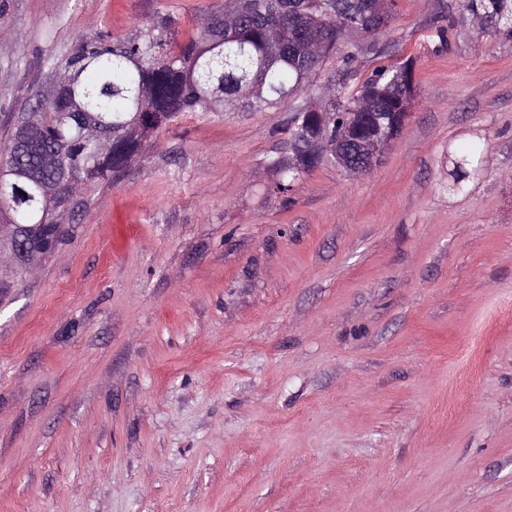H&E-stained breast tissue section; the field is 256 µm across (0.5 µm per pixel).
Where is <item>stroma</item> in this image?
Here are the masks:
<instances>
[{
  "mask_svg": "<svg viewBox=\"0 0 512 512\" xmlns=\"http://www.w3.org/2000/svg\"><path fill=\"white\" fill-rule=\"evenodd\" d=\"M224 4L0 0V136L77 40ZM457 4L398 0L278 106L180 115L0 269V512H512V37ZM407 59L381 163L276 192L309 95ZM485 151L486 145L480 140H474L460 150L453 162L456 172L453 182L448 184V190L458 192L463 189L464 179L480 171Z\"/></svg>",
  "mask_w": 512,
  "mask_h": 512,
  "instance_id": "1",
  "label": "stroma"
}]
</instances>
